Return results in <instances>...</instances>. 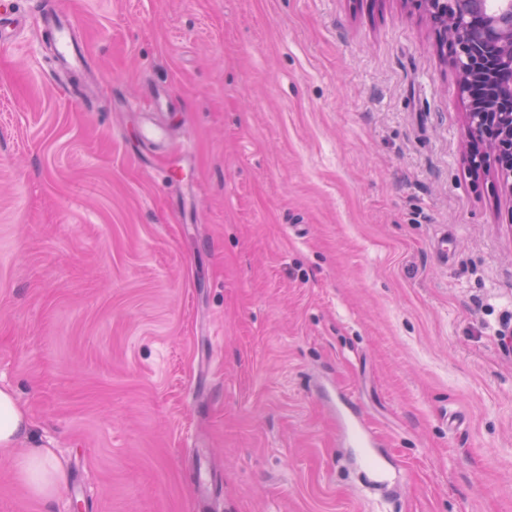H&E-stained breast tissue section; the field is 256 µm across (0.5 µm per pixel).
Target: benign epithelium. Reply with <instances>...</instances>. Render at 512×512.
<instances>
[{"label":"benign epithelium","instance_id":"obj_1","mask_svg":"<svg viewBox=\"0 0 512 512\" xmlns=\"http://www.w3.org/2000/svg\"><path fill=\"white\" fill-rule=\"evenodd\" d=\"M434 23L436 38L443 48L448 40L456 45L454 63L460 73L462 93L470 83L483 81L493 87L480 108L466 112V126L472 149L468 156L472 170L482 167L479 147L494 150L500 161L503 182L512 192V87L496 85L497 75L512 74V0H499L502 14L493 23L473 30L461 19L484 9L483 0H418Z\"/></svg>","mask_w":512,"mask_h":512}]
</instances>
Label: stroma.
<instances>
[{
  "label": "stroma",
  "instance_id": "35a3bbf8",
  "mask_svg": "<svg viewBox=\"0 0 512 512\" xmlns=\"http://www.w3.org/2000/svg\"><path fill=\"white\" fill-rule=\"evenodd\" d=\"M64 2L83 75L0 44V385L65 481L0 512H512V196L423 7ZM340 421V434L341 441H349L356 446V448H363L366 450L365 461L367 466L380 478L385 476V470L379 457L371 451L370 448H377L380 446L378 437L367 427H365L359 420L355 423L349 416L347 418H339Z\"/></svg>",
  "mask_w": 512,
  "mask_h": 512
}]
</instances>
